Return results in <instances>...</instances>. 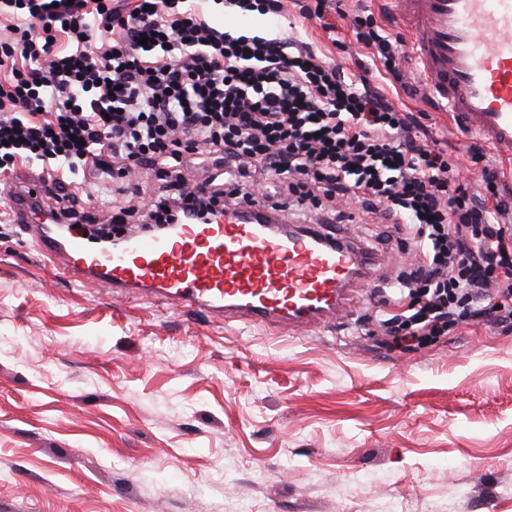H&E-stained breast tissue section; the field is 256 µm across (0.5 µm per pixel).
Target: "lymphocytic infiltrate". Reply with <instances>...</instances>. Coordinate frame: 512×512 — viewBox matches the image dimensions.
Returning a JSON list of instances; mask_svg holds the SVG:
<instances>
[{"label": "lymphocytic infiltrate", "instance_id": "f902f5d3", "mask_svg": "<svg viewBox=\"0 0 512 512\" xmlns=\"http://www.w3.org/2000/svg\"><path fill=\"white\" fill-rule=\"evenodd\" d=\"M0 169L39 162L61 224L119 195L111 223L134 231L208 217L253 195L271 210L346 197L415 247L400 306L377 310L384 345L418 347L451 326H512V201L483 169L470 193L418 117L307 42L233 34L188 0H0ZM382 77L408 88L399 38L373 14L353 20ZM68 49H58L59 37ZM215 175L188 181L186 163ZM93 182L71 184L74 164ZM154 184L130 182L136 169Z\"/></svg>", "mask_w": 512, "mask_h": 512}]
</instances>
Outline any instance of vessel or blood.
<instances>
[{
  "label": "vessel or blood",
  "instance_id": "b4317fda",
  "mask_svg": "<svg viewBox=\"0 0 512 512\" xmlns=\"http://www.w3.org/2000/svg\"><path fill=\"white\" fill-rule=\"evenodd\" d=\"M399 18L428 96L457 126L512 160V0H398ZM16 206L41 251L60 273L112 293L137 292L177 308H198L251 325L303 332L333 324L367 281L354 248L306 231L283 234L260 223L261 198L154 236L129 233L127 246L104 251L81 233L35 224Z\"/></svg>",
  "mask_w": 512,
  "mask_h": 512
}]
</instances>
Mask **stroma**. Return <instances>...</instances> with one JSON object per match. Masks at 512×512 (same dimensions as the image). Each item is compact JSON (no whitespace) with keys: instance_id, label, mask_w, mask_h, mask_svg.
I'll return each instance as SVG.
<instances>
[{"instance_id":"obj_1","label":"stroma","mask_w":512,"mask_h":512,"mask_svg":"<svg viewBox=\"0 0 512 512\" xmlns=\"http://www.w3.org/2000/svg\"><path fill=\"white\" fill-rule=\"evenodd\" d=\"M210 23L313 42L347 73H378L353 19L370 10L401 35L396 0H340L319 20L243 16L198 0ZM412 91L432 140L479 187L512 165L430 101L411 54ZM292 225L343 233L373 258L372 284L401 277L411 246L354 201ZM355 293L336 326L309 333L223 322L200 312L73 285L24 225L0 222V512H512V330L465 323L413 351L379 345Z\"/></svg>"}]
</instances>
